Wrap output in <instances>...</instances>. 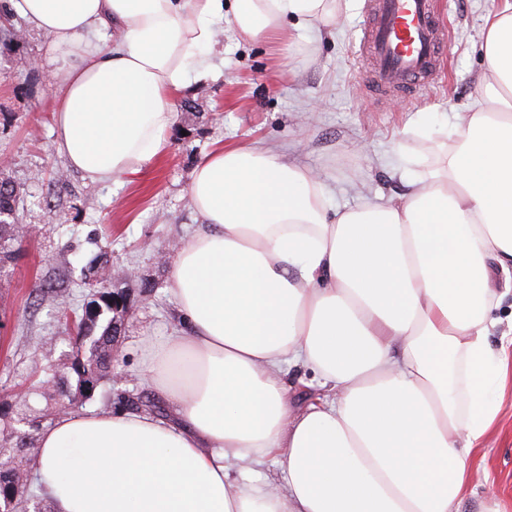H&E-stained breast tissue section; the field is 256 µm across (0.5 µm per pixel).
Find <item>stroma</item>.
<instances>
[{"label": "stroma", "instance_id": "35a3bbf8", "mask_svg": "<svg viewBox=\"0 0 512 512\" xmlns=\"http://www.w3.org/2000/svg\"><path fill=\"white\" fill-rule=\"evenodd\" d=\"M446 42L432 81L410 94L380 95L366 80L363 39L368 0H344L335 23L294 37L244 42L223 22L213 48L216 68L175 95L176 124L168 152L118 184H95L68 169L51 132L53 91L35 61L46 40L21 25L17 45L0 53V178L20 190L15 219L29 238L6 242L0 261V448L15 444L14 408H44L38 381L73 377L79 356L65 317L91 300L88 268L130 308L113 347L115 380L96 388L83 410L129 411V398L159 401L143 374L147 342L180 327L169 292L170 269L201 224L189 186L196 165L216 150L261 144L315 171L333 209L399 196L408 161L431 162L429 141L404 134L426 119L445 131L451 116L472 108L484 70L483 17L490 0H435ZM50 286L43 301L35 284ZM472 483L463 512H481L495 495L512 512V386L492 436L472 453Z\"/></svg>", "mask_w": 512, "mask_h": 512}]
</instances>
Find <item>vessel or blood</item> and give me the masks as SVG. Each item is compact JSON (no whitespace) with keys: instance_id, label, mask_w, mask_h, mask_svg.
Returning <instances> with one entry per match:
<instances>
[{"instance_id":"vessel-or-blood-1","label":"vessel or blood","mask_w":512,"mask_h":512,"mask_svg":"<svg viewBox=\"0 0 512 512\" xmlns=\"http://www.w3.org/2000/svg\"><path fill=\"white\" fill-rule=\"evenodd\" d=\"M364 41L377 90H401L431 80L445 31L433 0H370Z\"/></svg>"}]
</instances>
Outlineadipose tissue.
<instances>
[{
	"label": "adipose tissue",
	"instance_id": "1",
	"mask_svg": "<svg viewBox=\"0 0 512 512\" xmlns=\"http://www.w3.org/2000/svg\"><path fill=\"white\" fill-rule=\"evenodd\" d=\"M42 34L69 168L119 183L160 157L174 93L206 75L215 28L239 39L332 23L338 0H9ZM113 44H99L103 29ZM474 110L407 194L329 211L272 148L215 152L190 199L204 227L171 292L185 329L153 345L173 415L67 414L37 436L52 512H460L470 456L512 365L487 338L512 292V0L484 18ZM300 363L318 391L293 410ZM275 459L273 478L261 466Z\"/></svg>",
	"mask_w": 512,
	"mask_h": 512
}]
</instances>
